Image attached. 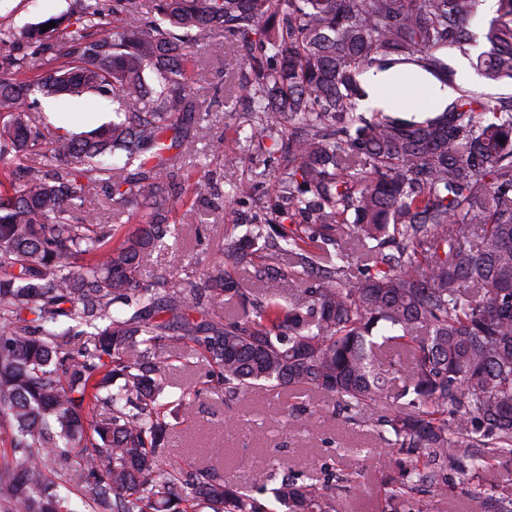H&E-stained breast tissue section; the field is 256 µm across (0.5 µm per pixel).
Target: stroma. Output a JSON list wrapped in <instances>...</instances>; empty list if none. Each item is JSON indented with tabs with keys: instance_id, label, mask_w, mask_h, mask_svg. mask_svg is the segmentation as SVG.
Returning a JSON list of instances; mask_svg holds the SVG:
<instances>
[{
	"instance_id": "1",
	"label": "stroma",
	"mask_w": 512,
	"mask_h": 512,
	"mask_svg": "<svg viewBox=\"0 0 512 512\" xmlns=\"http://www.w3.org/2000/svg\"><path fill=\"white\" fill-rule=\"evenodd\" d=\"M75 7L76 0H10L0 23L19 31L51 16L70 15ZM229 54L228 40L215 36L198 52L192 74L201 104L197 149L199 156L210 159L213 189L202 201L177 204L174 219L182 235L172 249L153 251L144 260L141 285L173 265L197 272L223 261L225 230L249 223L255 215L254 199L231 197L234 183L253 179L254 198L271 193L272 181L263 173L261 158L251 157L239 130L246 105L237 97L241 72L228 67ZM42 110L52 124L77 131L112 118L111 101L95 95L49 98L43 100ZM217 142L223 152L213 159L209 153ZM169 350L174 391L189 390L193 396L172 421L162 464L212 467L238 484L286 471L332 488L336 512H381L386 491L382 462L390 461L396 471L410 465L409 457L390 454L371 424L352 423L339 413L334 397L275 390L229 400L202 353L176 341ZM295 406L317 409L299 432L286 418ZM352 471L358 474L356 482L347 487L337 483L339 473Z\"/></svg>"
}]
</instances>
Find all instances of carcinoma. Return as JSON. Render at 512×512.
Instances as JSON below:
<instances>
[{
  "instance_id": "carcinoma-1",
  "label": "carcinoma",
  "mask_w": 512,
  "mask_h": 512,
  "mask_svg": "<svg viewBox=\"0 0 512 512\" xmlns=\"http://www.w3.org/2000/svg\"><path fill=\"white\" fill-rule=\"evenodd\" d=\"M477 2L156 0L142 19L116 0L108 22L102 0H78L57 36V18L45 32L0 29V428L12 448L0 512H272L268 499L336 512L327 487L299 477L271 473L255 490L158 467L174 337L204 352L230 396L308 388L362 422L389 384L381 354L411 356L395 399L412 410L377 425L415 465L388 479L383 512L441 493L450 471L474 512H512L480 482L512 460V96L458 86L432 117L360 110L370 68L416 66L453 84L447 53L476 47ZM218 31L245 69L247 140L261 151L281 134L274 200L255 199L224 255L295 281L285 305L222 262L176 288L135 286L145 256L177 234L155 170L196 153L187 72ZM481 37L476 75L512 83V0H498ZM21 41L32 55L15 53ZM35 92L110 98L112 123L52 127L36 120ZM99 185L136 234L112 242L90 208ZM297 217L305 226L285 224ZM350 241L363 249L356 277L339 250ZM226 297L240 316L221 315ZM75 336L76 358L63 350Z\"/></svg>"
}]
</instances>
